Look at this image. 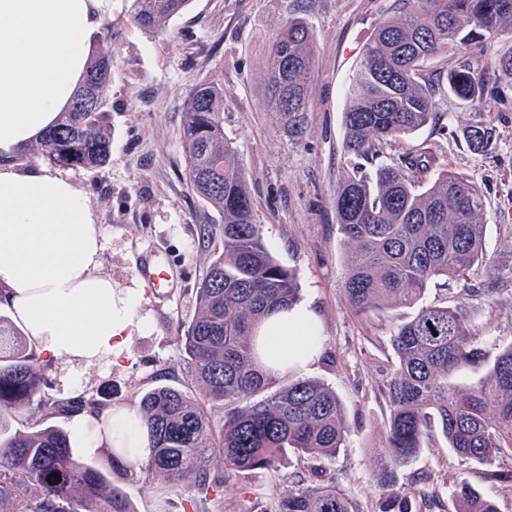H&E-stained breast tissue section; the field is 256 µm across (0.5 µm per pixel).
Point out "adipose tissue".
<instances>
[{
    "instance_id": "ef3b65f1",
    "label": "adipose tissue",
    "mask_w": 512,
    "mask_h": 512,
    "mask_svg": "<svg viewBox=\"0 0 512 512\" xmlns=\"http://www.w3.org/2000/svg\"><path fill=\"white\" fill-rule=\"evenodd\" d=\"M112 0H0V156L55 126L77 93L92 38ZM101 233L87 195L59 171L0 164V302L46 359L71 366L118 358L144 326L140 292L101 274ZM262 363L298 371L316 356V318L294 306L260 327ZM86 453L101 442L129 449L137 471L151 450L135 410L74 414Z\"/></svg>"
}]
</instances>
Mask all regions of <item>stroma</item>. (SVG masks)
I'll use <instances>...</instances> for the list:
<instances>
[{
	"label": "stroma",
	"mask_w": 512,
	"mask_h": 512,
	"mask_svg": "<svg viewBox=\"0 0 512 512\" xmlns=\"http://www.w3.org/2000/svg\"><path fill=\"white\" fill-rule=\"evenodd\" d=\"M132 0H116L94 48L112 54V87L105 105L111 134L109 160L96 168L63 167L85 192L101 227L100 271L121 288L141 282V255L153 250L169 262L177 286L165 298L145 292L137 311L148 326L131 337L119 362L48 367L46 400L79 398L102 411L137 408L157 386L181 389L204 401L213 424L224 407L205 400L190 377L177 338L196 315V290L215 248L221 247L219 214L196 195L187 178L180 137L192 89L214 82L224 90V137L237 153L254 202L263 242L278 263L294 273L301 304L315 312L324 341L302 374L332 387L341 399L350 433L336 457L292 461L286 469L256 470L227 480L224 495L196 497L194 489L144 475H116L132 512H182L196 497L197 512H273L289 479L302 485L333 481L354 512H380L405 498L412 512H456L454 491L466 482L512 512V460L478 467L454 455L439 432H431L417 457L396 469L392 487L376 471L385 457L389 405L379 389L380 366L392 363L391 337L412 315L395 308L356 314L343 280L353 248L344 244L331 198L337 183L360 165L343 149L346 90L362 50L377 24L393 15V0H190L188 7L145 31L132 20ZM307 23L314 35V78L306 112L297 125L267 111L265 72L269 45L288 20ZM495 49L473 43L467 52L448 50L429 62L430 80L467 63L484 68ZM437 123L406 135L401 148L414 151L438 142L440 162L473 176L486 198V249L491 259L512 261V100L481 104L444 98ZM491 126L485 152L469 150L465 135ZM457 281L430 285L424 303L445 302L471 312L473 332L487 351L512 343V282L487 300L460 293Z\"/></svg>",
	"instance_id": "stroma-1"
}]
</instances>
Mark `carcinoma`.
Listing matches in <instances>:
<instances>
[{
    "mask_svg": "<svg viewBox=\"0 0 512 512\" xmlns=\"http://www.w3.org/2000/svg\"><path fill=\"white\" fill-rule=\"evenodd\" d=\"M189 0H133L134 22L150 30L179 14ZM512 32V0H398L397 14L383 19L366 43L347 87L344 149L366 161L380 160L373 175L353 174L336 185L333 207L344 242L356 252L347 266L344 293L361 314L418 306L392 336L395 361L382 370L380 389L390 418L389 460L378 480L395 481L394 468L422 448L432 426L453 454L479 465L512 458V343L494 356L477 343L457 307L420 304L437 279L464 280L484 270L481 298L512 280V263L487 258L485 197L478 184L439 165V149L397 151L403 135L432 121L438 97L452 94L479 103L512 92V48L490 68L461 65L446 81L427 80L423 66L475 37ZM314 37L299 20L286 22L269 53L267 106L294 122L306 111L313 77ZM112 84V56L88 64L83 83L63 119L37 142L34 153L54 164L93 168L110 156V134L101 116ZM493 128L477 127L466 140L485 151ZM181 138L195 192L222 214L224 247L215 253L196 289L197 313L178 337L191 377L205 398L224 403L215 430L203 406L180 389L156 387L139 402L149 458L140 470L220 496L225 477L277 472L293 456L333 458L349 434L342 401L320 380L281 381L259 362L256 337L273 313L300 301L295 275L282 267L254 222L243 170L224 139V91L216 83L192 91ZM479 364L487 373L461 390L449 377ZM45 378L39 356L20 328L0 320V512H132L112 475L124 470L118 449L105 448L111 474L82 459L70 435L55 426L14 429L19 408L41 399ZM223 459L222 476L203 468ZM60 478H54V475ZM457 512H499L494 500L466 483L455 490ZM275 512H353L335 483L287 486Z\"/></svg>",
    "mask_w": 512,
    "mask_h": 512,
    "instance_id": "carcinoma-1",
    "label": "carcinoma"
}]
</instances>
